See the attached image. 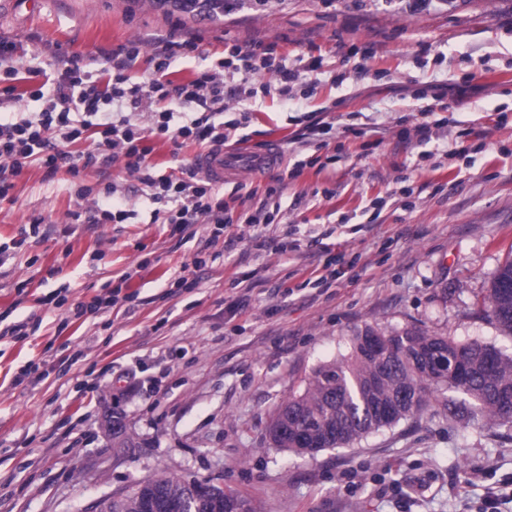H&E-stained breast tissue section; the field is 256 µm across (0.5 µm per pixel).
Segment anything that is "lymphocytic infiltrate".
Listing matches in <instances>:
<instances>
[{
  "label": "lymphocytic infiltrate",
  "instance_id": "lymphocytic-infiltrate-1",
  "mask_svg": "<svg viewBox=\"0 0 512 512\" xmlns=\"http://www.w3.org/2000/svg\"><path fill=\"white\" fill-rule=\"evenodd\" d=\"M196 39L167 36L155 42L150 77L135 81L130 70L141 53V44L130 41L108 56L112 71L106 89H99L92 71L76 66L54 79L50 90L35 89L34 98L45 107L37 119H0V201L11 187L10 180L29 164L37 162L48 174L60 168L78 173L80 166L97 162H122L127 172L137 174L147 187L149 203H165L168 224L185 232L194 224L214 225L223 232L231 218L223 196L210 180L159 175L149 161V137L189 140L198 145H221L229 130L247 128L249 110L225 120L227 96L252 99L257 94L290 97L304 73L321 68L320 57L309 53L295 61L278 53L275 45H225L222 56L210 59L186 82L172 79L175 59L198 52ZM272 73L270 83L257 84L262 73ZM149 114V125L137 117ZM88 142L87 150L71 151V144ZM114 188H106L92 208L69 212L74 224H123L133 210L112 202Z\"/></svg>",
  "mask_w": 512,
  "mask_h": 512
}]
</instances>
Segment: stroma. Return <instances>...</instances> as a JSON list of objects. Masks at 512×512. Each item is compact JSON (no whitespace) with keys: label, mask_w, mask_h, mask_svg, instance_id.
<instances>
[{"label":"stroma","mask_w":512,"mask_h":512,"mask_svg":"<svg viewBox=\"0 0 512 512\" xmlns=\"http://www.w3.org/2000/svg\"><path fill=\"white\" fill-rule=\"evenodd\" d=\"M172 31L212 53L233 41L293 55L313 44L323 71L304 75L294 97L249 102L247 140L231 132L245 150L278 139L287 165L224 183L236 219L224 238L205 224L191 237L153 223L144 185L118 163L51 177L34 163L15 178L13 203L0 205V317L27 329L0 340V512H82L162 474L223 478L263 512H464L485 487L512 495V428L454 423L435 404L312 457L261 443L274 408L365 327L416 326L512 355V338L481 309L512 258V0L422 10L409 0H275L264 11L240 0L218 21L180 18L155 0H15L0 14V38L20 62L18 109L30 115L43 106L30 89L128 41H142L132 73L146 76L155 37ZM368 45L374 56H362ZM424 108L430 143L403 141ZM322 110L336 124L335 159L289 177L288 164L315 151L294 142V120ZM465 128L472 152L448 156ZM148 143L160 175L189 172L200 151ZM112 183L134 223H68L92 204L78 185ZM277 185L280 221L239 224ZM199 253L205 262L192 267ZM331 259L344 275L317 287ZM184 264L186 290L174 284ZM115 286L126 301L80 320L42 303L62 290L88 303ZM130 368L142 372L135 392L121 379ZM112 411L135 438L122 456Z\"/></svg>","instance_id":"35a3bbf8"}]
</instances>
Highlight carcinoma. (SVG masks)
<instances>
[{"label": "carcinoma", "instance_id": "cac0c4a2", "mask_svg": "<svg viewBox=\"0 0 512 512\" xmlns=\"http://www.w3.org/2000/svg\"><path fill=\"white\" fill-rule=\"evenodd\" d=\"M161 6L184 14L205 13L219 18L228 10L226 0H158ZM489 315L500 332L512 336V259L494 272L486 299ZM381 335L391 348L382 360L367 353L366 339ZM489 346L477 341L460 342L450 336L412 327L385 331L367 327L353 336L348 352L321 362L303 380V387L282 401L270 415L261 443L301 456L350 446L385 428L411 419L430 406L433 393L444 389L441 405L448 419L470 422L481 415L497 425L512 424V356L496 352L492 365L485 361ZM455 352L469 367L470 377L460 386L430 367L433 352ZM112 448L123 455L134 447L123 418L109 419ZM303 433L308 448L293 445ZM207 501L199 512H261L241 491L213 478ZM159 493L169 500L190 501V482L172 474L144 480L118 500L101 499L103 512H143L144 500Z\"/></svg>", "mask_w": 512, "mask_h": 512}]
</instances>
